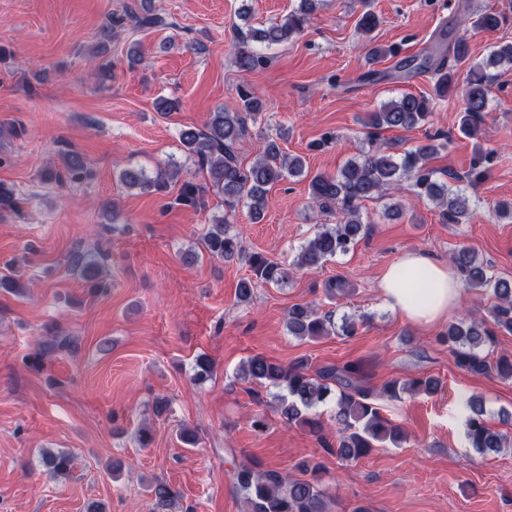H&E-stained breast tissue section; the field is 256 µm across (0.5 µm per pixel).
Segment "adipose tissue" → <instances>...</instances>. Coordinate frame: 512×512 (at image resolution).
Instances as JSON below:
<instances>
[{"mask_svg": "<svg viewBox=\"0 0 512 512\" xmlns=\"http://www.w3.org/2000/svg\"><path fill=\"white\" fill-rule=\"evenodd\" d=\"M382 304L408 323L430 326L459 304L462 283L448 265L410 251L384 272L379 283Z\"/></svg>", "mask_w": 512, "mask_h": 512, "instance_id": "obj_1", "label": "adipose tissue"}]
</instances>
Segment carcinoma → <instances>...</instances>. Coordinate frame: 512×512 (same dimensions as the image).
Returning <instances> with one entry per match:
<instances>
[{"label":"carcinoma","instance_id":"cac0c4a2","mask_svg":"<svg viewBox=\"0 0 512 512\" xmlns=\"http://www.w3.org/2000/svg\"><path fill=\"white\" fill-rule=\"evenodd\" d=\"M321 0H300L296 10L280 23L265 29H256L241 38L235 63L245 72L252 73L265 63L264 57L249 47V40L267 46L288 42L301 32L316 11ZM129 16L138 28H153L166 25L165 18L150 11L138 15L129 10ZM506 17L496 11H481L474 25L484 30L499 28ZM380 24L377 14L365 10L359 17L356 28L361 34L370 35ZM512 67V43L493 47L488 59L475 61L471 57L468 38L454 36L448 45L438 44L422 56L417 69L431 73L433 95L403 93L383 104L372 113L364 126L374 130H408L428 121L434 100H443L460 94L459 131L472 137L482 129L484 115L488 112L492 93L491 66ZM465 78H460V70ZM240 107L232 112L218 109L209 114L201 128H188L181 132L180 142L187 158L200 171L208 175V184L201 186L192 181L182 184L175 203L201 206L204 195L210 191L224 198V206L234 210L246 202L251 221H261L265 214L271 187L289 177L305 173L302 157L290 156L282 151V132L263 137L260 154L255 161L244 166L239 158L241 146L251 137L249 122L266 110V103L256 92L243 88L239 94ZM368 147L360 150L355 158L347 161L334 175L317 174L309 183L310 200L322 212L336 216V223L321 225L314 237L300 246L295 264L301 268H319L327 262L348 254L359 241L372 230V225L362 220L365 202L379 199L386 190L407 180L413 194L427 198L439 208L444 224H461L471 213L472 198L467 190L459 186L440 183L436 171L429 166L442 144L438 137L398 154L394 146L379 142L370 135ZM62 164L45 169L41 179L62 184L77 182L90 175L83 158L76 152L64 149ZM490 155L477 150L470 163L467 181H479L486 170ZM181 168L174 164L158 167L150 176L144 169L130 168L121 173L120 180L128 188H151L164 192L176 180ZM21 207L13 186L0 181V220L20 215ZM226 216L213 219L211 227L202 236L208 256L221 260L241 258L242 241L227 229ZM107 256L101 252H90L77 248L69 256L70 265L81 272L90 283L94 293L106 292L110 283L103 278ZM452 262L465 276L467 285L475 290H489L494 298L486 318L463 319L448 325L439 341L448 345L458 368L471 374L494 373L503 380H512V355L501 353L491 359L484 353L485 346L493 345L497 333H512V279L496 278L488 274L484 262L474 252L461 248L452 255ZM250 274L236 284V297L241 303L252 300L259 283L279 286L288 278L280 264L255 253L248 258ZM364 316H344L341 325H336L332 315L321 314L312 304H295L288 308V333L298 339L314 340L341 331L344 336H354ZM46 339L38 342L31 355L34 363L41 364L57 354L71 352L76 344L72 337L57 326L45 327ZM194 379L198 383L207 381L213 372L210 357L201 354L194 359ZM243 378L260 386L283 388L287 394L280 398V415L288 424L309 428L317 437L322 449L339 459L351 461L368 455L385 443L398 445L407 440L404 429L385 418L375 403L376 396L398 398L404 392L433 395L440 389V380L431 377H414L401 383L393 380L385 383L375 393L364 380L360 363L347 362L341 366H328L314 372L309 371L305 360L282 365L264 355L249 358ZM335 396L336 443L325 435V426L318 418L309 416V411L319 403ZM466 416V439L469 447L485 454L497 452L512 443L502 433L488 427L484 416L483 401L470 397L461 405ZM74 456L68 452L45 451L41 464L54 477L69 474ZM300 477L291 478L276 469L255 472L246 466L236 467L230 475L232 485L242 495L247 512H328L326 498L320 488L322 466L306 460L298 465ZM153 499L152 512H179L182 496L180 491L167 483L155 481L149 486Z\"/></svg>","mask_w":512,"mask_h":512}]
</instances>
